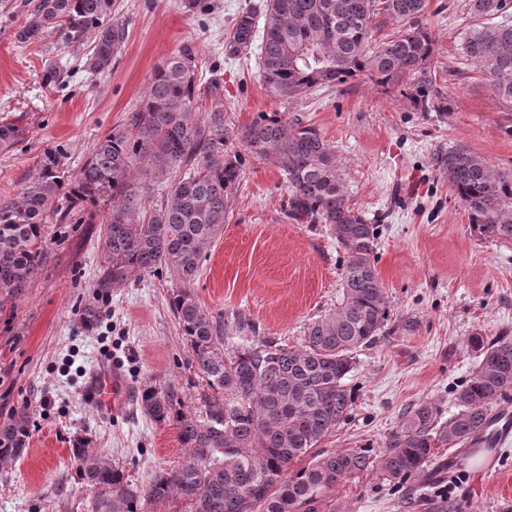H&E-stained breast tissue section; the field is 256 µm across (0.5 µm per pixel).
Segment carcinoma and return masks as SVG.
<instances>
[{"label":"carcinoma","instance_id":"1","mask_svg":"<svg viewBox=\"0 0 512 512\" xmlns=\"http://www.w3.org/2000/svg\"><path fill=\"white\" fill-rule=\"evenodd\" d=\"M192 13L211 14L216 0H183ZM17 40L30 43L46 29L65 43L93 44L87 69L112 70L127 38L114 16L116 0H37L27 3ZM427 0H267L260 46L261 78L283 100L366 76L380 85L410 80L408 98L420 112L445 109L432 97L435 38L422 22ZM470 15H503L512 0H467ZM399 25L376 39L379 17ZM258 20L245 8L233 25L230 49L251 46ZM463 53L482 68L499 98L512 105V23L473 26ZM189 48L154 70L149 86L123 123L101 137L75 176L61 171V152L47 149L36 173L16 193L0 197V306L31 287L47 258L48 224L104 225L103 264L95 296L109 295L137 274L164 268L195 279L221 233L240 182L243 157L226 149L224 107L197 111L220 97V77L197 82ZM245 149L275 163L291 192L290 215L327 224L346 254L342 302L308 325L294 347L260 337L255 321L205 310L181 288L170 307L190 348L188 365L202 381L200 406L190 408L171 386L140 389L143 413L175 423L183 448L178 466L147 484L129 479L87 438L71 442L80 482L96 492L92 512H337L335 487L377 470L398 487L425 473L437 448H461L485 433L493 407L512 391V341L470 336L474 374L455 390L458 412L441 421L432 401L402 414L385 449L328 452L320 445L349 419L355 394L346 378L354 354L372 344L387 318L375 265L377 225L350 207L335 151L311 125L273 113L238 131ZM440 166L463 201L471 232L483 241L512 242V177L496 172L465 147L448 149ZM164 185L157 200L148 184ZM106 214H100L101 207ZM98 304H85L82 324L94 329ZM31 435L23 408L0 420V467L16 462Z\"/></svg>","mask_w":512,"mask_h":512}]
</instances>
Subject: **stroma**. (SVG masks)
I'll use <instances>...</instances> for the list:
<instances>
[{"mask_svg":"<svg viewBox=\"0 0 512 512\" xmlns=\"http://www.w3.org/2000/svg\"><path fill=\"white\" fill-rule=\"evenodd\" d=\"M9 2L0 6V121L20 133L0 146V196L15 193L50 148L64 151L66 174L77 173L98 138L138 103L154 69L190 47L200 74L224 73L230 130L272 112L303 119L334 148L351 208L379 224L375 260L388 317L377 341L354 355V410L325 448L380 452L405 409L423 401L435 402L443 418L456 413L454 392L476 361L467 337L512 340V243L473 236L439 164L462 145L512 176V105L463 55L474 24L466 0H428L422 18L436 41L434 93L444 112L417 111L404 83L380 86L364 76L303 99L278 98L261 79L258 48L226 50L241 9L265 0H219L210 15L187 12L183 0H117L127 39L104 76L84 70L88 45L63 44L58 33L19 43L23 0ZM289 200L279 169L246 156L224 227L189 289L207 311L243 312L262 336L297 346L309 323L339 305L345 252L329 225L290 217ZM102 234L99 224L47 225L40 277L0 306V419L26 406L33 420L24 455L0 467V512H91L94 492L78 481L68 451L77 435L136 483L183 455L176 426L144 417L136 395L157 382L185 405L198 404L200 381L169 307L181 283L165 273L133 277L86 330L81 313ZM100 361L118 364L135 392L119 413H100L82 398ZM490 463L496 470L488 475ZM334 497L348 512H427L426 502L445 499L455 512H512V439L490 451L438 449L431 472L398 489L368 471L341 482Z\"/></svg>","mask_w":512,"mask_h":512,"instance_id":"obj_1","label":"stroma"}]
</instances>
